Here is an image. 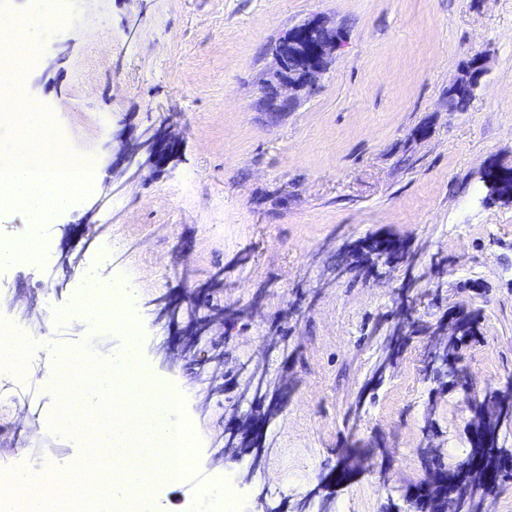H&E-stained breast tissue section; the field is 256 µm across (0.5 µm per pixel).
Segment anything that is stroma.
I'll use <instances>...</instances> for the list:
<instances>
[{"label":"stroma","mask_w":512,"mask_h":512,"mask_svg":"<svg viewBox=\"0 0 512 512\" xmlns=\"http://www.w3.org/2000/svg\"><path fill=\"white\" fill-rule=\"evenodd\" d=\"M72 10V25L39 35L40 61L19 94L53 112L100 176L44 222L54 259L0 261L16 297L9 315L40 319L28 358L48 368L51 346L111 361L128 333L69 312L74 296L112 278L136 289L141 364L187 395L199 444L153 505L186 512L208 488L232 492L239 512L261 499L293 512L351 457L335 512L404 507L427 475L426 425L453 467L469 452L471 419L462 392L425 375L422 337L353 409L406 272L422 278L410 292L422 324L451 307L482 309V339L466 357L472 393L512 380V201L482 182L487 166L512 167V0H74ZM312 17L341 37L319 93L277 115L261 110L278 38ZM479 52L487 71L467 108L450 111L448 90ZM170 121L182 143L160 174L113 176L120 136ZM89 223L106 226L112 266L66 270L63 250L92 259ZM373 235L403 240L414 268L366 272L351 249ZM217 272L222 287L196 308L222 309L223 321L200 337L195 360L162 364L156 300L189 296ZM256 366L281 402L261 460L225 458L227 489L211 481L212 457L231 415L259 411L238 388ZM13 390L36 423L29 452L85 456L53 433L43 383L19 377Z\"/></svg>","instance_id":"35a3bbf8"}]
</instances>
